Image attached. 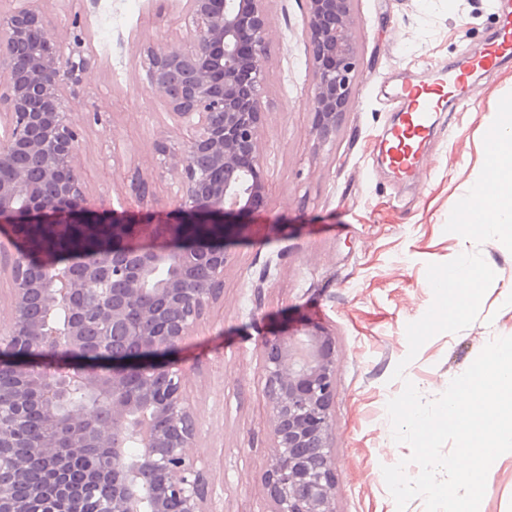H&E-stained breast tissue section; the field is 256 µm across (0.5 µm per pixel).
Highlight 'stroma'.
Here are the masks:
<instances>
[{"instance_id":"stroma-1","label":"stroma","mask_w":512,"mask_h":512,"mask_svg":"<svg viewBox=\"0 0 512 512\" xmlns=\"http://www.w3.org/2000/svg\"><path fill=\"white\" fill-rule=\"evenodd\" d=\"M62 40L85 37L91 63L74 118L83 128L82 172L95 207L136 224H163L178 204L171 177L140 205L113 155L149 165L173 120L152 92L140 50L178 45L179 0H38ZM265 122L260 148L267 194L226 240L224 291L175 360L198 425L197 446L214 484L210 512H269L262 479L273 453L262 352L296 328L320 325L335 339L336 396L330 445L336 512H397L382 474L411 454L395 442L386 405L412 382L439 396L491 340L512 336V233L466 232L455 207L488 163L486 133L512 101V65L484 77L474 103L437 117L423 187L397 181L376 142L393 120L377 88L388 75L447 65L491 24L490 0H355L360 75L332 143L317 145L304 106L311 87L305 0H266ZM105 106L94 122L95 106ZM480 253L495 273L477 318L438 334L408 358L407 324L433 301L431 263ZM263 288H256L257 279ZM404 376L393 379L398 363ZM480 512H512V452L492 464Z\"/></svg>"}]
</instances>
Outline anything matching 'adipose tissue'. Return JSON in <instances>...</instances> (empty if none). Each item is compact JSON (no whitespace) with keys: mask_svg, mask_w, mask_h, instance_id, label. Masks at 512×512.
I'll list each match as a JSON object with an SVG mask.
<instances>
[{"mask_svg":"<svg viewBox=\"0 0 512 512\" xmlns=\"http://www.w3.org/2000/svg\"><path fill=\"white\" fill-rule=\"evenodd\" d=\"M472 198L480 204L483 227L512 225V127L504 129L491 145L484 178Z\"/></svg>","mask_w":512,"mask_h":512,"instance_id":"ef3b65f1","label":"adipose tissue"}]
</instances>
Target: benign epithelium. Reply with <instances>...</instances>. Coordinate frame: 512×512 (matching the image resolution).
Instances as JSON below:
<instances>
[{"label":"benign epithelium","mask_w":512,"mask_h":512,"mask_svg":"<svg viewBox=\"0 0 512 512\" xmlns=\"http://www.w3.org/2000/svg\"><path fill=\"white\" fill-rule=\"evenodd\" d=\"M265 0H184L181 46L154 43L142 64L150 89L172 110L179 136L156 141L152 173L129 164L124 179L144 202L154 177L179 189L176 238L209 226L223 238L265 197L260 152L263 61L270 26ZM312 86L311 135L332 141L350 111L359 75L354 0H306ZM85 39L63 44L31 5L0 8V223L84 230L80 260L32 263L29 252L0 265L10 281V319L0 345L30 362L21 381L0 386V512H207L210 480L195 456L197 425L185 372L172 364L126 367L145 354L176 352L224 288L227 248L214 239L188 249L110 243L98 233L117 216L87 207L81 133L68 105L89 61ZM206 267L210 287L193 279ZM265 345L264 393L274 451L263 481L271 512H335L329 443L336 364L334 338L317 328ZM43 414L40 462L19 456L31 404ZM139 453H127L128 441ZM90 444L108 449L98 468L73 478Z\"/></svg>","instance_id":"7a95c632"}]
</instances>
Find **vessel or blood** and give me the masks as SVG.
Masks as SVG:
<instances>
[{"label": "vessel or blood", "instance_id": "vessel-or-blood-1", "mask_svg": "<svg viewBox=\"0 0 512 512\" xmlns=\"http://www.w3.org/2000/svg\"><path fill=\"white\" fill-rule=\"evenodd\" d=\"M512 62V0H497L492 33L478 50L459 57L449 67L426 74L404 73L395 78L389 97L395 104V124L380 142L383 161L394 178L415 185L426 176L423 160L435 129L436 113L467 103L475 76Z\"/></svg>", "mask_w": 512, "mask_h": 512}]
</instances>
